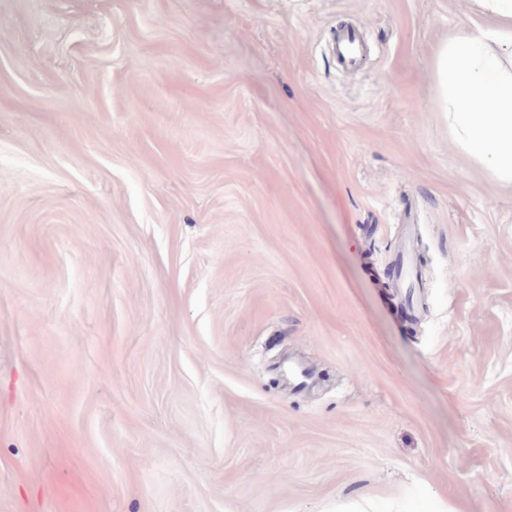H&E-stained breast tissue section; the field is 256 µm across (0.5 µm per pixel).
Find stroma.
I'll return each mask as SVG.
<instances>
[{
	"label": "stroma",
	"mask_w": 512,
	"mask_h": 512,
	"mask_svg": "<svg viewBox=\"0 0 512 512\" xmlns=\"http://www.w3.org/2000/svg\"><path fill=\"white\" fill-rule=\"evenodd\" d=\"M474 18L0 0V512H512V189L431 67ZM336 52L346 67H354L361 57V43L358 36L347 31L336 44Z\"/></svg>",
	"instance_id": "stroma-1"
}]
</instances>
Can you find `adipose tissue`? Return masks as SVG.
Instances as JSON below:
<instances>
[{"label": "adipose tissue", "mask_w": 512, "mask_h": 512, "mask_svg": "<svg viewBox=\"0 0 512 512\" xmlns=\"http://www.w3.org/2000/svg\"><path fill=\"white\" fill-rule=\"evenodd\" d=\"M490 25H463L432 60L437 105L457 147L512 188V0H471Z\"/></svg>", "instance_id": "ef3b65f1"}]
</instances>
